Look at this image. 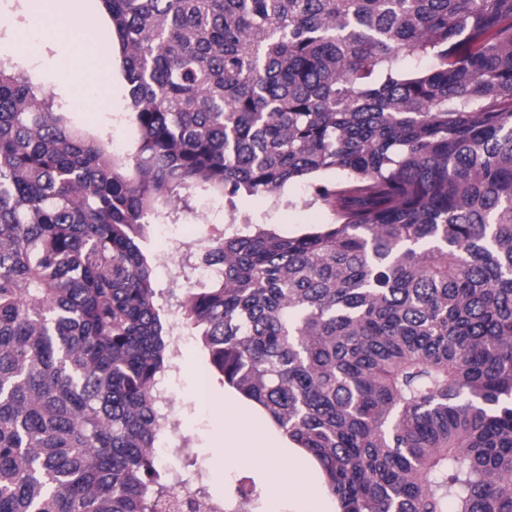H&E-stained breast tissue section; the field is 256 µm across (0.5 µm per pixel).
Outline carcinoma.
Segmentation results:
<instances>
[{"label": "carcinoma", "mask_w": 512, "mask_h": 512, "mask_svg": "<svg viewBox=\"0 0 512 512\" xmlns=\"http://www.w3.org/2000/svg\"><path fill=\"white\" fill-rule=\"evenodd\" d=\"M100 2L126 155L0 58V512H199L152 455L167 297L339 512H512V0ZM298 179L332 223L157 287L160 208Z\"/></svg>", "instance_id": "carcinoma-1"}]
</instances>
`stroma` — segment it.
Segmentation results:
<instances>
[{"label": "stroma", "mask_w": 512, "mask_h": 512, "mask_svg": "<svg viewBox=\"0 0 512 512\" xmlns=\"http://www.w3.org/2000/svg\"><path fill=\"white\" fill-rule=\"evenodd\" d=\"M89 84H81L72 100L63 102L71 122L97 137L119 140L132 149L137 131L130 119L128 88L123 71H116L112 99L97 110H90L85 98ZM229 211L223 196L196 189L188 203L175 211L163 212L155 220L151 238L145 244L150 258L169 256L166 267L155 270L158 287L190 288L198 279L190 268L188 245L205 242L224 230L231 216L247 218L252 226L271 228L284 236H298L328 223L326 210L315 202L310 183L299 179L288 183L276 196L244 195ZM176 398L177 416L190 448L189 458L208 476V489L223 497L226 512H333L312 465L280 458L281 466L295 474L303 488L302 499L289 501L287 493L275 492L260 468L246 464L248 449L224 445V384L219 376L208 374L207 354L199 337H190L174 352L168 373ZM252 491L250 500H241L239 486Z\"/></svg>", "instance_id": "stroma-1"}]
</instances>
